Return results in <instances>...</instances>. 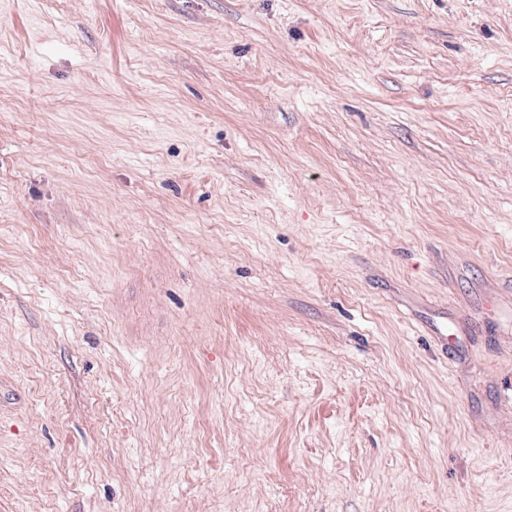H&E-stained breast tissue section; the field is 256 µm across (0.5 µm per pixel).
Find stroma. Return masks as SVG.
Instances as JSON below:
<instances>
[{"label": "stroma", "instance_id": "stroma-1", "mask_svg": "<svg viewBox=\"0 0 512 512\" xmlns=\"http://www.w3.org/2000/svg\"><path fill=\"white\" fill-rule=\"evenodd\" d=\"M0 512H512V0H0Z\"/></svg>", "mask_w": 512, "mask_h": 512}]
</instances>
